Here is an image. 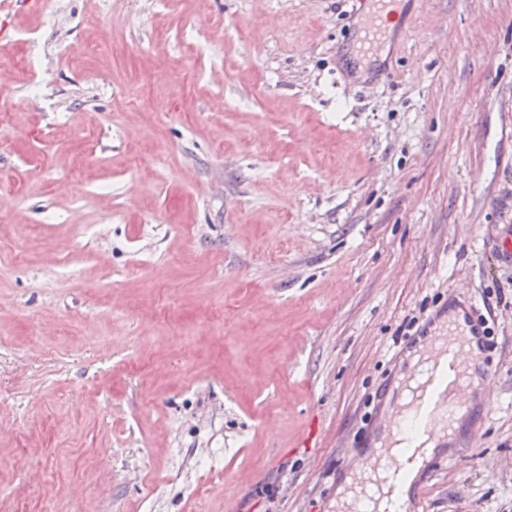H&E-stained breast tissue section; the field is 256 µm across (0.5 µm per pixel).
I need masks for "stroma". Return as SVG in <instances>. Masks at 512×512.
<instances>
[{"instance_id": "1", "label": "stroma", "mask_w": 512, "mask_h": 512, "mask_svg": "<svg viewBox=\"0 0 512 512\" xmlns=\"http://www.w3.org/2000/svg\"><path fill=\"white\" fill-rule=\"evenodd\" d=\"M364 12L42 0L9 24L0 512H334L408 322L452 293L494 331L488 416L415 512H512V0H397L361 75Z\"/></svg>"}]
</instances>
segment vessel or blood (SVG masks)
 Masks as SVG:
<instances>
[{"instance_id": "obj_1", "label": "vessel or blood", "mask_w": 512, "mask_h": 512, "mask_svg": "<svg viewBox=\"0 0 512 512\" xmlns=\"http://www.w3.org/2000/svg\"><path fill=\"white\" fill-rule=\"evenodd\" d=\"M436 317L446 330L430 338L401 383V405L392 411L387 396L378 399L383 438L367 434L342 465L350 483L336 512H411L420 494L416 479L433 467L440 449L457 447L460 435H477L489 400L472 382L473 372L485 370L484 326L453 295Z\"/></svg>"}]
</instances>
